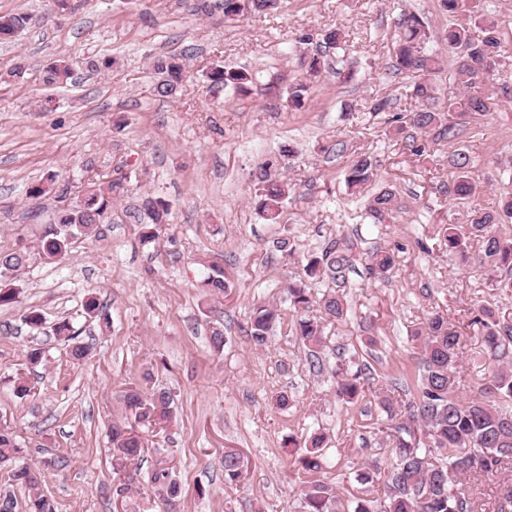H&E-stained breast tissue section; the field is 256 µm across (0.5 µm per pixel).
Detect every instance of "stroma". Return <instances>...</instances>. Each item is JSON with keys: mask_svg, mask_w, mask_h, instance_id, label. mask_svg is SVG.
I'll return each mask as SVG.
<instances>
[{"mask_svg": "<svg viewBox=\"0 0 512 512\" xmlns=\"http://www.w3.org/2000/svg\"><path fill=\"white\" fill-rule=\"evenodd\" d=\"M194 0H0V13L29 18L15 39L0 41V252L37 247L57 211L70 206L88 180L125 175L126 197L111 201L99 237H77L58 263L31 261L21 271L17 303L0 307V423L29 448L28 463L62 457L47 471L42 489L58 512H161L151 494L117 497L109 459L108 428L125 418L120 396L127 386L165 388L173 398V426H140L149 450L134 485L144 486L160 460L182 485L180 512H298L297 491L307 475L285 443L315 428L327 435V479L343 498L379 495L356 481L371 462L388 469L392 457L378 390L396 392L417 375L421 354L413 333L440 313L465 336L457 368L461 397L477 395L490 379L479 331L469 327L477 305L512 316V293L487 288L477 262L461 264L434 240L438 224H460L462 206L444 193L452 179L450 144L434 146L427 159L402 147L385 115L360 119L375 98L405 107V78L388 75L391 37L404 12L430 25L429 46L440 49L448 25L437 0H281L277 12L228 22L221 10L195 13ZM338 27L349 48L326 71L302 110L283 107L281 94L300 72L290 51L297 33ZM188 56V82L178 99L154 93L153 58ZM66 58L68 82L49 86L46 67ZM23 77H9L16 64ZM216 63L245 68L259 91L246 100L214 92L206 74ZM353 67L341 83L336 70ZM497 111L479 121L482 134L468 148L479 157L472 171L476 200L491 203L512 167V65L502 64L489 83ZM343 141L341 150L320 152ZM292 150L285 175L293 190L285 219L267 224L254 200L262 159ZM370 155L383 184L398 198L393 223L369 224L361 198L349 196L351 160ZM68 185L67 195L31 196L48 175ZM169 204V222L158 241L139 242L128 212L143 196ZM291 236L293 257L273 242ZM354 242L358 258L348 274L346 320L326 325L313 368L294 334L287 283L302 276L305 256L320 252L330 236ZM429 237L430 253L416 241ZM394 251L386 278L366 272V253ZM219 262L226 295L204 298L198 283ZM106 307L109 330L80 318L87 293ZM277 308L281 320L265 348L246 333L253 309ZM40 312L32 329L23 317ZM74 317L92 346L83 362L70 359L52 333L56 321ZM224 327L223 350L210 343L211 328ZM41 342L45 360L28 364ZM370 368V386L353 403L339 401L333 370L337 350ZM35 384L33 396L16 397L15 374ZM288 395L287 408L276 399ZM241 456L245 479L224 483V451Z\"/></svg>", "mask_w": 512, "mask_h": 512, "instance_id": "1", "label": "stroma"}]
</instances>
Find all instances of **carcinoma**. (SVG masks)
I'll return each mask as SVG.
<instances>
[{
	"instance_id": "obj_1",
	"label": "carcinoma",
	"mask_w": 512,
	"mask_h": 512,
	"mask_svg": "<svg viewBox=\"0 0 512 512\" xmlns=\"http://www.w3.org/2000/svg\"><path fill=\"white\" fill-rule=\"evenodd\" d=\"M279 0H248V13L264 16L278 9ZM442 12L462 21L450 23L444 30L445 52L428 47L429 24L415 13L401 14L391 41V68L395 75L407 78L406 96L414 100L415 108L407 113H395L391 121L396 130L406 128L433 135V142L449 143L469 131L471 121L492 112L498 106L494 94L486 88L503 51L497 23L483 0H438ZM20 13L0 15V38L16 36L26 24ZM345 35L338 29L314 34L301 32L295 37L293 52L303 78L288 85L282 100L291 110L304 107L315 82L326 71V58L332 50L346 51ZM453 61L448 82L456 90L448 91L446 103L439 106L436 80L445 67L443 54ZM154 71L161 75L154 92L175 99L187 82L183 54H169L153 61ZM70 75L66 60L54 61L45 71L44 82L62 84ZM212 89L231 90L241 99L254 94L255 77L245 69L226 68L221 64L210 67L206 74ZM477 157L468 148L456 149L448 155V167L455 176L448 183L450 200L468 207L465 224H443L436 239L448 251L462 260L470 259L471 244L478 247L477 262L484 267L488 287L502 293H512V235L498 231L502 218L512 219V192L499 194L491 206L474 202L476 185L469 177ZM255 197L261 218L267 224H279L283 218L285 200L291 184L284 178L286 162L265 160L260 163ZM375 166L370 157L361 154L350 164L345 183L358 193L374 181ZM96 190L77 200L71 207L59 211L55 223L44 232L37 250L27 248L0 253V306L18 302L20 289L9 278L24 270L34 257L56 263L68 253L71 240L77 236L95 237L100 233L110 200L126 193L125 176L103 183H94ZM397 209L396 192L389 186L380 188L367 202L368 218L374 224H384ZM170 210L165 202L149 196L141 198L131 218L141 225V241L152 243L159 230L169 221ZM352 257L348 244L331 238L318 255L305 258L304 278L288 285L290 308L297 314L294 333L317 356L322 347V328L327 322L347 316L344 296L328 292L316 297L312 285L328 279L338 288L345 287V270ZM394 265L388 251L375 250L368 255L371 276L382 278ZM206 297L224 295L228 284L224 268L218 264L198 285ZM319 306L320 316L308 315L313 305ZM86 321L108 323L97 297L90 295L82 307ZM280 313L273 307L261 306L250 317L247 330L256 348L267 346ZM468 326L480 331L484 359L490 361L492 373L488 386L478 396L462 398L455 392L451 375L463 354L464 336L441 314L429 317L418 332L422 337L421 362L417 376V395L400 402L392 397L380 398L379 404L387 418L404 408L407 421L392 428L388 434L394 463L387 472L371 464L356 475L362 485L383 481V496L357 497L343 500L339 487L320 476L324 468V435L314 431L304 441V450L297 463L312 478L299 489L300 512H479L478 500L465 492L463 484L475 478L496 477L512 469V320L499 316L495 309L481 305L469 319ZM54 333L67 343L69 355L80 361L89 347L79 340V330L63 320ZM354 360L343 352L336 354V396L347 403L364 393L369 377ZM121 401L144 425L165 428L172 422V398L169 391L152 392L131 386L123 391ZM112 444L111 465L119 476L144 452L141 436L126 422L118 419L109 428ZM29 449L15 439L8 427L0 428V465L10 467L12 484L28 489L25 512H57L55 500L40 491L45 473L25 463ZM242 479V461L234 452L224 453V481L238 484ZM151 488L165 507V512H177L182 488L172 468L157 467L151 476Z\"/></svg>"
}]
</instances>
